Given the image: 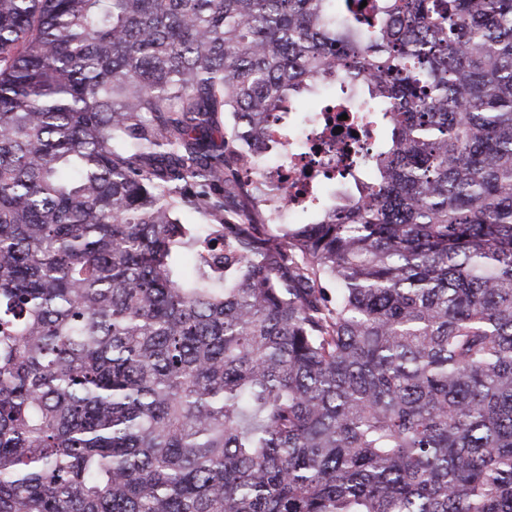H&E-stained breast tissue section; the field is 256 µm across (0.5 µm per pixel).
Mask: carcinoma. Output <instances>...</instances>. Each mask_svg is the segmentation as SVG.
I'll return each mask as SVG.
<instances>
[{"label": "carcinoma", "mask_w": 512, "mask_h": 512, "mask_svg": "<svg viewBox=\"0 0 512 512\" xmlns=\"http://www.w3.org/2000/svg\"><path fill=\"white\" fill-rule=\"evenodd\" d=\"M0 512H512V0H0ZM309 109V103L304 101L295 105L292 110L295 112V133L299 134L307 125L299 140L294 141L288 136V145L273 148L268 144V149L260 151L261 162L268 154L281 159L279 164L269 165L275 161V157L268 158L269 164H265L264 168L266 176L272 174L275 180L293 184V191L299 198L308 197L311 193H321L324 172L342 169L347 165L349 157L364 147L371 130L367 120L352 122V112H348L350 119L339 126L343 131L334 134V129H326L319 115L308 123ZM292 112L288 113V121ZM352 131H356L358 137L353 136ZM301 151L309 152L311 157L302 160L297 155Z\"/></svg>", "instance_id": "obj_1"}]
</instances>
